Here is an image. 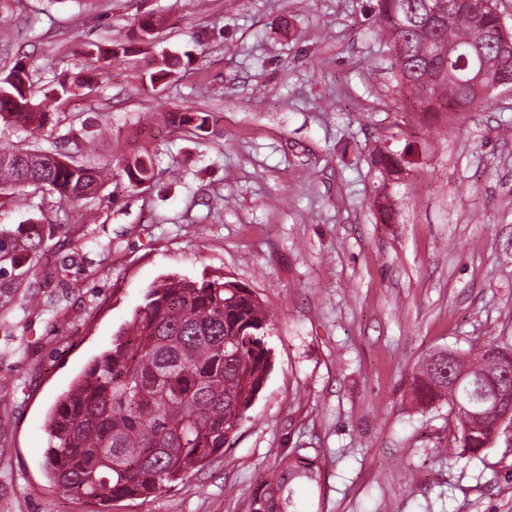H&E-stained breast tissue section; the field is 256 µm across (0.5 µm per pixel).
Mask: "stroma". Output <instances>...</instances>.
Returning <instances> with one entry per match:
<instances>
[{"label": "stroma", "instance_id": "1", "mask_svg": "<svg viewBox=\"0 0 512 512\" xmlns=\"http://www.w3.org/2000/svg\"><path fill=\"white\" fill-rule=\"evenodd\" d=\"M360 0H0V73L25 62L36 98L85 78L52 140L124 167L155 156L151 188L107 190L77 287L14 289L0 270V512H90L44 475L47 415L112 344L148 288L220 271L270 321L273 369L240 432L199 471L110 512H512V429L482 459L445 451L448 408H414L418 362L438 348L512 347V92L453 116L407 112L389 48ZM153 39L109 59L82 41ZM174 65L150 83L162 62ZM202 111L207 135L172 126ZM109 124L110 138L82 130ZM420 152L381 223L380 147ZM78 220L42 193L0 205V228L38 212ZM42 306L23 310L27 296Z\"/></svg>", "mask_w": 512, "mask_h": 512}]
</instances>
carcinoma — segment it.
<instances>
[{
	"label": "carcinoma",
	"instance_id": "obj_1",
	"mask_svg": "<svg viewBox=\"0 0 512 512\" xmlns=\"http://www.w3.org/2000/svg\"><path fill=\"white\" fill-rule=\"evenodd\" d=\"M363 15L393 50L398 86L413 112L435 106L458 112L456 102L470 101L469 111L484 109L488 81L477 80L482 59L512 74V54L480 38L495 24L487 11L477 15L460 0H372ZM456 47L450 69L441 68L448 45ZM98 58L127 54L120 40L85 41ZM53 113L34 102L31 74L18 62L0 77V125L19 127L30 141L0 147V192L42 191L58 203L81 201L98 210L113 199L104 194L111 162L78 157L55 143L39 145V135ZM209 113H181L173 120L196 131L210 128ZM380 175L373 205L386 220H396L393 194L406 161L389 149L373 153ZM153 156H137L124 169L127 187L136 190L152 179ZM82 243L91 224L46 220L15 234L0 229V263L23 280L38 273L40 254L55 235ZM269 322L252 292L220 273L197 278L168 276L148 289L128 324L112 336V345L95 357L52 406L48 418L45 476L66 495L81 497L100 512L113 500H139L158 493L224 451L247 418L270 370ZM456 365L492 394L512 350L498 356L477 350H454ZM466 384L456 387L426 358L411 382L412 403L420 409L448 405L451 436L459 455L478 456L491 447L495 421L474 422L454 413Z\"/></svg>",
	"mask_w": 512,
	"mask_h": 512
}]
</instances>
